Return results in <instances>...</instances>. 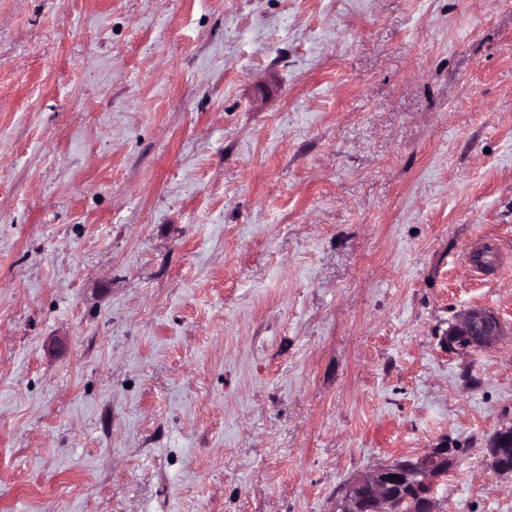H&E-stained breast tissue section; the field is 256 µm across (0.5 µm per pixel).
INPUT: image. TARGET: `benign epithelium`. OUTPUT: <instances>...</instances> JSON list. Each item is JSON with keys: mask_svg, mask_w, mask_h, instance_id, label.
<instances>
[{"mask_svg": "<svg viewBox=\"0 0 512 512\" xmlns=\"http://www.w3.org/2000/svg\"><path fill=\"white\" fill-rule=\"evenodd\" d=\"M501 333L492 312L473 308L450 325L447 343L457 353H469L493 345ZM490 448L493 469L512 474V424L495 431ZM452 452L445 445L369 470L348 485L335 512H442L436 487L452 466Z\"/></svg>", "mask_w": 512, "mask_h": 512, "instance_id": "7a95c632", "label": "benign epithelium"}]
</instances>
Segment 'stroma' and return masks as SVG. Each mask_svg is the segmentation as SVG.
I'll return each mask as SVG.
<instances>
[{
	"mask_svg": "<svg viewBox=\"0 0 512 512\" xmlns=\"http://www.w3.org/2000/svg\"><path fill=\"white\" fill-rule=\"evenodd\" d=\"M510 422L512 0H0V512H333L444 444L512 512ZM501 333L502 325L492 312L473 308L450 325L447 343L457 353H469L493 345ZM492 466L502 474H512V424L502 425L491 440Z\"/></svg>",
	"mask_w": 512,
	"mask_h": 512,
	"instance_id": "stroma-1",
	"label": "stroma"
}]
</instances>
